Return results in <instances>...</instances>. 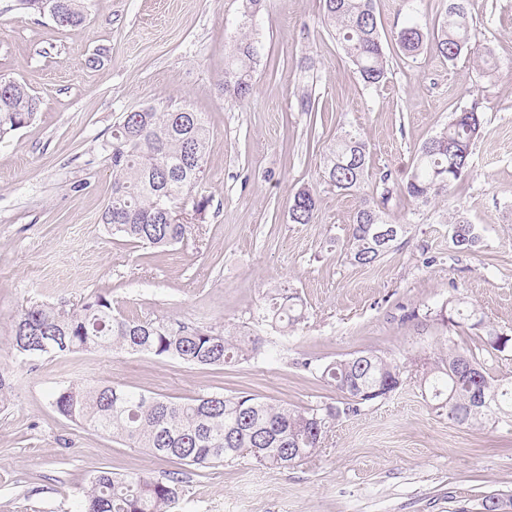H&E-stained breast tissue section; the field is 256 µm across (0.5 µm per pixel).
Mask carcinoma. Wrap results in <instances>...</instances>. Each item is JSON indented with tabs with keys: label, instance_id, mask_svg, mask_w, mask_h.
Returning a JSON list of instances; mask_svg holds the SVG:
<instances>
[{
	"label": "carcinoma",
	"instance_id": "carcinoma-1",
	"mask_svg": "<svg viewBox=\"0 0 512 512\" xmlns=\"http://www.w3.org/2000/svg\"><path fill=\"white\" fill-rule=\"evenodd\" d=\"M30 14H49L63 27L80 26L87 0H19ZM324 13L346 58L366 87H377L388 75L374 0H323ZM469 0H448L445 17L434 32L409 18L396 32L405 55L423 47L452 61L472 47ZM258 48L240 40L224 63V95L243 101L254 89ZM39 100L26 84L0 78V139L29 123ZM482 127L477 107L454 115L438 134L414 154L405 183L389 187L391 173L379 181L365 179L367 144L347 132L336 138L324 158V177L340 191L358 192L361 202L348 229L350 258L370 266L397 247L406 225L397 224L395 238L379 244L376 232L387 226L384 209L392 195L408 203H426L441 193L461 187L472 167V145ZM208 129L203 113L188 108L158 110L146 107L129 112L112 130V199L101 221L119 238L151 248L180 243L187 225L164 214L179 208L201 180L207 151ZM211 199L192 200L193 219L206 221ZM292 223L312 224L318 200L312 190H297L289 204ZM457 250L472 251L481 243L477 225L459 216L451 224ZM263 320L286 328L304 319V306L296 294L268 297ZM476 318L475 311L442 308L435 320L462 327ZM61 345L53 355L115 351L152 355L194 365H222L254 358L263 339L258 335L231 336L212 327H193L175 321L141 320L112 308L104 294L90 297L78 308L66 310L33 303L18 314L12 346L17 355H42L45 336ZM512 336L488 331L470 337L465 348L448 346L437 357L421 355L406 365L373 352L318 368L320 377L334 386L342 401L336 405L300 408L274 404L253 396L202 393L185 401L154 397L122 385L70 383L54 394L57 412L67 420L112 436L131 447L148 448L158 457L176 458L186 465L207 468L249 456L269 469H286L322 447L337 421L357 415L361 406L393 392L411 367L419 386L431 394L432 407L461 424H483L512 416V380L490 374L479 355L503 352ZM182 480L174 475L154 479L140 474L116 476L101 471L84 495L80 512H169Z\"/></svg>",
	"mask_w": 512,
	"mask_h": 512
}]
</instances>
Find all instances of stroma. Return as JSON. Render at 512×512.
Segmentation results:
<instances>
[{
    "mask_svg": "<svg viewBox=\"0 0 512 512\" xmlns=\"http://www.w3.org/2000/svg\"><path fill=\"white\" fill-rule=\"evenodd\" d=\"M447 0H375L389 75L364 87L324 18L323 0H90L64 28L0 0V77L26 83L34 119L0 139V371L13 391L0 404V512H79L107 470L179 473L171 512H482L512 494V424L468 426L433 410L415 380L338 421L321 450L286 469L245 457L210 468L153 456L60 416L54 391L117 383L172 400L206 392L253 395L297 407L341 396L315 368L360 351L406 362L466 346L470 331L417 319L473 308L483 326L512 335V0H472L477 53L410 59L395 33L408 17L427 28ZM257 41L254 92L224 97V56ZM154 106L204 113L205 223L185 240L146 250L112 237L101 214L112 197V127ZM477 107L483 127L461 191L427 204L392 199L385 219L407 225L395 250L353 263L347 233L361 197L323 181L338 135L368 145L369 179L402 182L415 150L455 112ZM313 189L318 217L291 223L289 201ZM463 213L482 229L458 252L450 224ZM290 287L305 318L265 325L267 295ZM109 294L140 319L259 334L254 359L196 366L147 355L79 352L21 359L15 315L36 302L70 309Z\"/></svg>",
    "mask_w": 512,
    "mask_h": 512,
    "instance_id": "stroma-1",
    "label": "stroma"
}]
</instances>
